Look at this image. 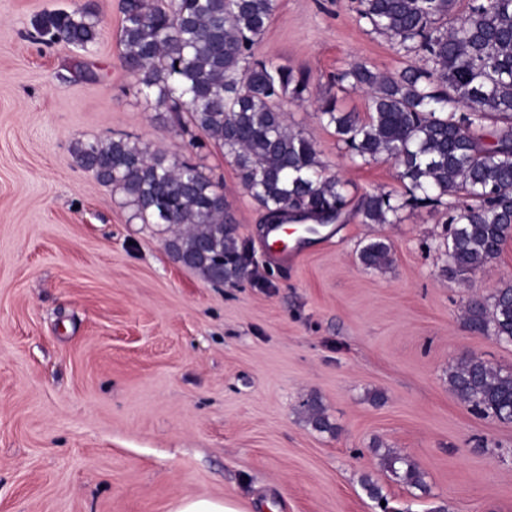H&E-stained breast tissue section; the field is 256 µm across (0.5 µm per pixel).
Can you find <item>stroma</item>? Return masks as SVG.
<instances>
[{"label": "stroma", "mask_w": 512, "mask_h": 512, "mask_svg": "<svg viewBox=\"0 0 512 512\" xmlns=\"http://www.w3.org/2000/svg\"><path fill=\"white\" fill-rule=\"evenodd\" d=\"M84 0H0V512H174L187 497L239 512H512V423L473 411L448 385L474 354L512 371V343L474 332L462 312L512 285V238L483 268L451 278L447 205L405 206L365 224L366 193L404 195L398 168L352 163L319 99L366 114L338 72L394 74L414 55L370 32L359 0H277L256 58L308 73L311 95L284 100L347 183L342 218L268 248L263 212L188 114L162 121L120 59L119 0H94L97 44L32 37L37 16ZM90 62L93 79L74 65ZM128 134L218 182L250 276L217 286L178 263L161 224L130 217L122 195L81 168L75 139ZM383 238L393 261L359 249ZM380 401H373V394ZM332 425L320 432L303 403ZM412 458L426 491L383 471L373 444ZM391 251L392 247L386 240H373L360 249L358 260L367 269H380L389 264Z\"/></svg>", "instance_id": "35a3bbf8"}]
</instances>
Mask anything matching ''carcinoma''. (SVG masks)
<instances>
[{
  "mask_svg": "<svg viewBox=\"0 0 512 512\" xmlns=\"http://www.w3.org/2000/svg\"><path fill=\"white\" fill-rule=\"evenodd\" d=\"M276 0H120L119 43L125 70L155 112H187L224 155L233 159L245 191L267 215L288 209L299 218L336 221L348 205L346 183L326 173L315 145L288 128L280 109L289 96L304 100V72L254 58V46L276 10ZM360 17L397 50L423 61L395 75L354 64L337 82L367 97L369 116L342 112L333 98L317 112L350 152L352 162L394 161L410 199L366 193L356 206L364 224H390L408 201L448 204L446 241L450 277L483 268L512 237V0H361ZM100 19L84 5L44 13L37 39L88 50ZM77 163L121 191L131 218L173 230L166 248L175 260L215 284H239L250 261L243 256L222 192L196 166L154 153L128 136L77 139ZM384 239L364 245L360 264L390 262ZM469 326L497 340H512V286L492 302L472 300ZM452 391L473 408L512 421V372L475 355L448 375ZM314 429H332L316 401L308 402ZM380 464L393 477L424 491L419 465L390 449Z\"/></svg>",
  "mask_w": 512,
  "mask_h": 512,
  "instance_id": "carcinoma-1",
  "label": "carcinoma"
}]
</instances>
